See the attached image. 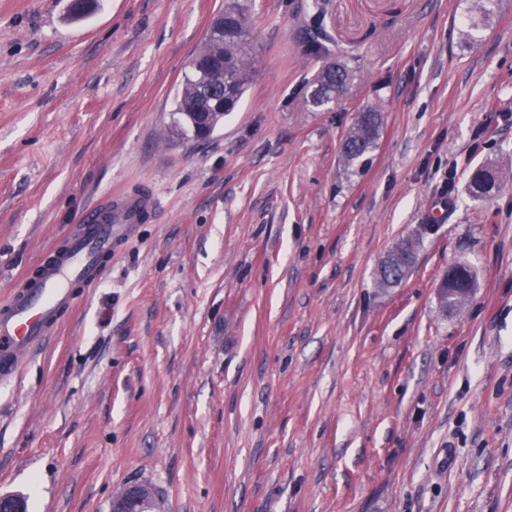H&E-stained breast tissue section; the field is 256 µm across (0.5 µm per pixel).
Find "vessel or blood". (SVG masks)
<instances>
[{"label": "vessel or blood", "instance_id": "vessel-or-blood-1", "mask_svg": "<svg viewBox=\"0 0 512 512\" xmlns=\"http://www.w3.org/2000/svg\"><path fill=\"white\" fill-rule=\"evenodd\" d=\"M153 192L138 189L104 198L85 209L77 230L51 246L36 266L35 282L15 284L0 308V374L15 373L20 361L58 326L75 299L74 291L95 285L103 256L131 236L156 208Z\"/></svg>", "mask_w": 512, "mask_h": 512}]
</instances>
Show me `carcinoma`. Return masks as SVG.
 Wrapping results in <instances>:
<instances>
[{"label":"carcinoma","instance_id":"1","mask_svg":"<svg viewBox=\"0 0 512 512\" xmlns=\"http://www.w3.org/2000/svg\"><path fill=\"white\" fill-rule=\"evenodd\" d=\"M231 25L224 32V41L207 40L202 52L211 56L224 57V79L232 89V95L224 111L231 112L242 98L251 79L253 57L251 53L252 30L249 15L241 4L232 2L224 7ZM353 79L352 71L343 65L336 70L322 73L311 93V102L317 107L324 106L337 97L336 87ZM211 96L205 78L191 68L179 84L173 112L178 115L176 127L182 132H195L189 113L199 110L212 112ZM382 123L381 114L369 109L360 113L355 127L346 138L343 159L352 165L375 146ZM505 179L499 170L486 166L477 168L470 180V193L481 198L491 195L504 185ZM417 242L411 238L395 244L384 257L380 267V285L390 288L399 284L415 264ZM470 299V295L458 296L454 293L438 292L440 309L444 313L460 310Z\"/></svg>","mask_w":512,"mask_h":512}]
</instances>
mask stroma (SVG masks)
Segmentation results:
<instances>
[{
  "label": "stroma",
  "instance_id": "stroma-1",
  "mask_svg": "<svg viewBox=\"0 0 512 512\" xmlns=\"http://www.w3.org/2000/svg\"><path fill=\"white\" fill-rule=\"evenodd\" d=\"M254 66L205 141L176 89L225 0H0V302L104 193L159 201L0 377V494L109 512H512V0H240ZM318 31L319 54L306 35ZM354 72L323 107L322 67ZM382 115L365 166L342 142ZM446 210H438L440 194ZM404 238L414 267L383 288ZM477 290L443 314L450 265ZM505 180L501 171L481 166L471 176L470 193L477 198L490 196L493 192L499 191ZM417 242L411 238L395 244L384 257L380 267V285L390 288L399 284L415 264ZM153 489L147 484L129 485L121 493L113 496L111 509L112 512H127L126 507L144 505L146 508H136L137 512H153L156 510L148 509L153 500Z\"/></svg>",
  "mask_w": 512,
  "mask_h": 512
}]
</instances>
